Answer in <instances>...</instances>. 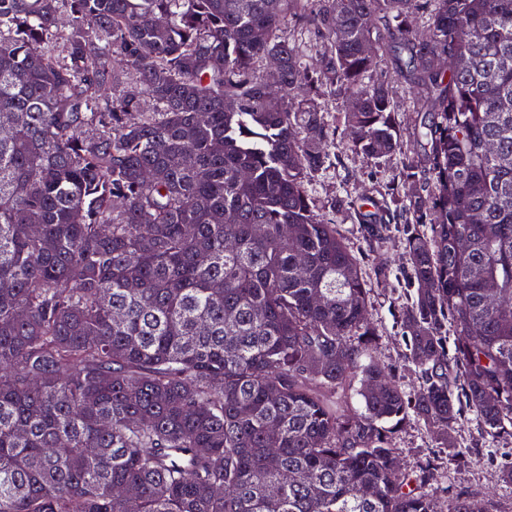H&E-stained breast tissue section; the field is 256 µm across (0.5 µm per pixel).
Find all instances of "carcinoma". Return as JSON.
Masks as SVG:
<instances>
[{
	"label": "carcinoma",
	"mask_w": 512,
	"mask_h": 512,
	"mask_svg": "<svg viewBox=\"0 0 512 512\" xmlns=\"http://www.w3.org/2000/svg\"><path fill=\"white\" fill-rule=\"evenodd\" d=\"M381 16L436 118L429 194L412 165L390 188L412 395L307 190L338 141L403 148ZM290 18L322 43L308 66ZM457 389L512 426V0H0V512H441L386 424L453 458Z\"/></svg>",
	"instance_id": "1"
}]
</instances>
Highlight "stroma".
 Masks as SVG:
<instances>
[{
  "label": "stroma",
  "instance_id": "35a3bbf8",
  "mask_svg": "<svg viewBox=\"0 0 512 512\" xmlns=\"http://www.w3.org/2000/svg\"><path fill=\"white\" fill-rule=\"evenodd\" d=\"M376 71L386 77L398 107V121L403 132L404 149L381 160H371L338 146L336 164L308 190L322 206H335L336 228L347 249L356 256L365 281L370 321L375 329L373 356L392 379L409 394L418 389L421 378L406 357L405 340L400 326L401 308L411 288L409 257L402 237H395L386 250H376L364 233L357 214L360 199H385L405 165H413L417 175L428 172L425 140L414 137L421 123L430 122L428 107L413 109L408 82L396 73L391 49H384L376 62ZM389 442L405 468L416 470L425 464L434 467L430 490L439 506L464 497L479 502L490 501L495 512H512V484L503 481L505 463L512 461V432L499 436L486 433L470 410H462L455 430L461 450L447 459L430 429L423 421L410 419L390 430Z\"/></svg>",
  "mask_w": 512,
  "mask_h": 512
}]
</instances>
